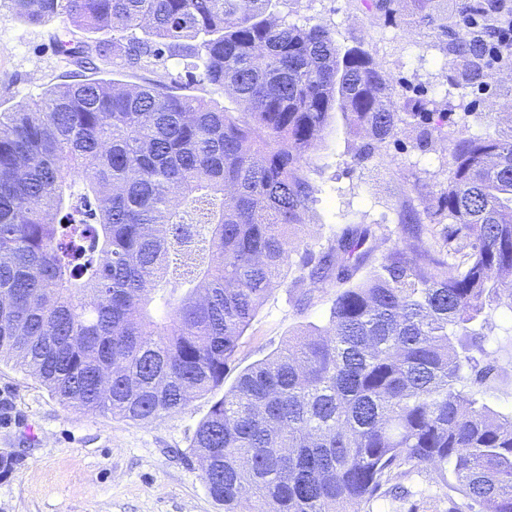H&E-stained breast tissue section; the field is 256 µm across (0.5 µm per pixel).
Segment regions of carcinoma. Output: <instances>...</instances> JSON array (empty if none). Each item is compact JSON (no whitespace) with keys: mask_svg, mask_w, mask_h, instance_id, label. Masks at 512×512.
<instances>
[{"mask_svg":"<svg viewBox=\"0 0 512 512\" xmlns=\"http://www.w3.org/2000/svg\"><path fill=\"white\" fill-rule=\"evenodd\" d=\"M23 21L63 16L56 53L88 75L0 114V361L61 403L148 423L224 387L239 340L281 278L314 202L303 152L335 108L373 144L434 115H400L371 54L339 49L274 0H0ZM495 6L426 18L446 35ZM101 33L84 40L73 29ZM469 80L482 55L455 44ZM177 61L170 84L120 87ZM209 85L242 106L192 93ZM434 215L458 225V264L390 249L383 272L341 290L328 326L244 369L193 433L224 512H364L404 493L403 467L448 474V512H512V410L479 397L496 366L489 310L512 300V130L451 140ZM367 232L333 259L351 278ZM463 499L456 502L455 496ZM175 65L172 61L166 63L165 68L163 65H149L144 69L135 71L134 73L129 72L128 69L122 66L119 60H116L112 64L110 70L113 71V75H110L114 80H119L121 83H137L144 84L145 82L163 81L167 80V72H175Z\"/></svg>","mask_w":512,"mask_h":512,"instance_id":"carcinoma-1","label":"carcinoma"}]
</instances>
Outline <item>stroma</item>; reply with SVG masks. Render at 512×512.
<instances>
[{
	"label": "stroma",
	"instance_id": "35a3bbf8",
	"mask_svg": "<svg viewBox=\"0 0 512 512\" xmlns=\"http://www.w3.org/2000/svg\"><path fill=\"white\" fill-rule=\"evenodd\" d=\"M374 3L281 0L277 11L291 22L328 28L341 48L368 50L390 79L394 110L407 112L421 103L427 111L448 113L446 136H430L421 146L404 129L366 157L365 136L333 111L319 146L303 157L315 202L295 232L287 276L267 294L242 336L225 387L300 330L327 324L344 284L333 276L318 289L300 281L305 251H327L361 225L370 231L371 252L356 278L378 267L395 246L408 255L427 250L447 259L455 227L435 223L433 212L448 186L450 140L512 121V65L490 79L451 77V47L464 38V29L450 38L418 24L427 13H456L459 0H401L392 20L377 13ZM65 24L59 17L32 25L0 9V112L71 82L76 66L62 62L54 49ZM490 319L497 370L480 396L500 409L512 405V301L493 305ZM213 401V395H198L181 412L134 422L64 406L35 378L0 362V453L15 457L11 473L0 476V512H224L190 450L194 429ZM404 486L407 499L386 501L380 512H448L445 482L432 467L414 470Z\"/></svg>",
	"mask_w": 512,
	"mask_h": 512
}]
</instances>
